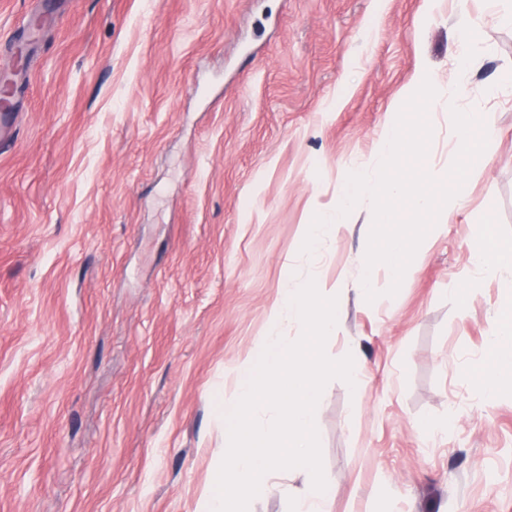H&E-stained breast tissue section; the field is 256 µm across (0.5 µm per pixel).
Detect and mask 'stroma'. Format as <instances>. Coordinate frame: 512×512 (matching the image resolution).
<instances>
[{"label":"stroma","mask_w":512,"mask_h":512,"mask_svg":"<svg viewBox=\"0 0 512 512\" xmlns=\"http://www.w3.org/2000/svg\"><path fill=\"white\" fill-rule=\"evenodd\" d=\"M0 0V40L43 22L0 85V512H196L281 281L318 274L363 384L315 412L330 512H512V394L471 376L512 271L470 282L484 223L512 245V26L488 0ZM489 53L461 70L460 12ZM495 120L484 161L399 292L361 289L373 220L301 254L418 68ZM429 155L457 154L430 105ZM447 421L429 436L420 424Z\"/></svg>","instance_id":"1"}]
</instances>
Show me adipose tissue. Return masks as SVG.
Instances as JSON below:
<instances>
[{
  "label": "adipose tissue",
  "mask_w": 512,
  "mask_h": 512,
  "mask_svg": "<svg viewBox=\"0 0 512 512\" xmlns=\"http://www.w3.org/2000/svg\"><path fill=\"white\" fill-rule=\"evenodd\" d=\"M488 354L472 370L486 401L512 391V322L494 320L488 331Z\"/></svg>",
  "instance_id": "adipose-tissue-1"
}]
</instances>
